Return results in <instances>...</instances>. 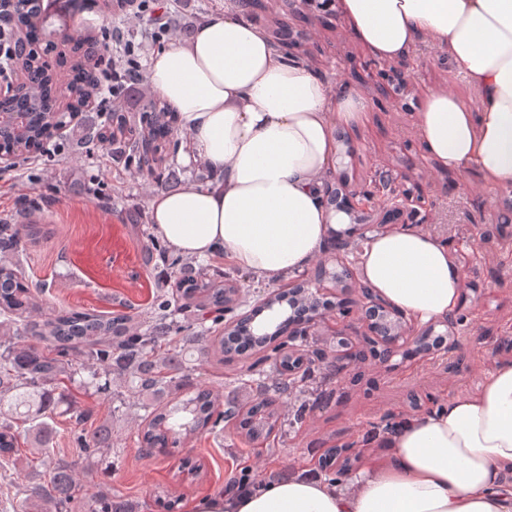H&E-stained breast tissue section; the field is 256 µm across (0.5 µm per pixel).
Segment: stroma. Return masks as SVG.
Instances as JSON below:
<instances>
[{"label":"stroma","instance_id":"stroma-1","mask_svg":"<svg viewBox=\"0 0 512 512\" xmlns=\"http://www.w3.org/2000/svg\"><path fill=\"white\" fill-rule=\"evenodd\" d=\"M225 0H191L181 10L171 0L173 24L165 43L182 36L204 17L224 13ZM331 10L335 26H313L306 47L314 68L331 86L357 92L367 105L357 127L343 128L336 158L327 181L346 174L351 183H389L403 177L419 184L431 206V232L446 240L449 251L465 249L462 288L468 289L467 319L457 329L459 348L448 361L421 364L393 357L388 368L367 358L338 381H324L332 393L327 406L316 410L302 428L274 440L277 455L251 448L243 441L217 443L210 435L188 439L185 450L200 459L197 475H176L174 460L164 455L143 456L137 429L140 409L116 414L110 401L79 396L85 427L93 429L105 419L114 421V457L97 464L99 478L123 497L141 502L142 512H158L153 494L166 490L182 503L206 494H223L227 481L242 466L285 476L306 459H317L336 443L379 447L367 440L370 424L386 414L402 420L413 416L412 400H445L475 392L484 377L503 361H512V224H500L498 209L512 200V187L491 191L476 170L460 173L438 168L414 132L427 88L447 85L473 98L459 70L422 41L408 57V87L398 101L377 104L367 80V65L374 58L344 23L340 0ZM118 26L137 33L139 26L104 8L103 0H85L76 29L100 36L103 28ZM110 112L86 110L59 134L11 168H0V221L16 220L36 210L40 233L28 243L21 258L26 277L44 283L49 304L70 311L109 315L117 311H147L156 283L165 278V266H144L141 243L128 223L149 221V206L158 187L134 169L113 164L111 149L94 136L110 123ZM354 153H347V146Z\"/></svg>","mask_w":512,"mask_h":512}]
</instances>
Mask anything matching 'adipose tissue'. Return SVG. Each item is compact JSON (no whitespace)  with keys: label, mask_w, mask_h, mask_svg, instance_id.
I'll return each mask as SVG.
<instances>
[{"label":"adipose tissue","mask_w":512,"mask_h":512,"mask_svg":"<svg viewBox=\"0 0 512 512\" xmlns=\"http://www.w3.org/2000/svg\"><path fill=\"white\" fill-rule=\"evenodd\" d=\"M345 22L380 60H399L422 39L441 49L478 93L428 90L415 132L433 162L476 167L490 188L512 186V0H342ZM144 80L179 112L190 140L185 164L206 183L157 193L150 222L185 256L223 252L273 284L303 269L336 222L322 192L338 126L359 124L365 102L331 90L306 63L282 58L251 18L249 0L156 53ZM362 283L415 319L450 314L460 270L426 227L371 236ZM188 512H512V362L472 394L404 420L341 481L271 477L243 495H204Z\"/></svg>","instance_id":"1"}]
</instances>
